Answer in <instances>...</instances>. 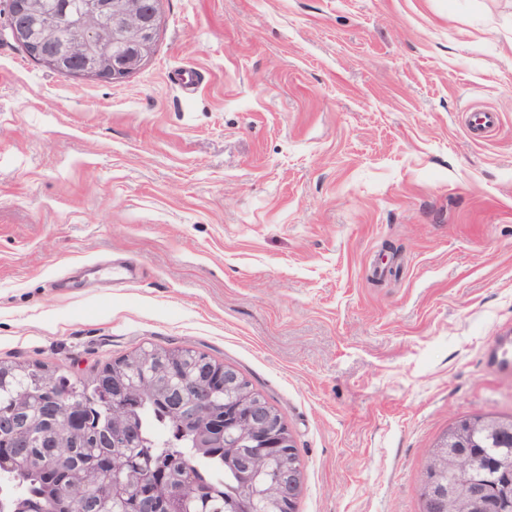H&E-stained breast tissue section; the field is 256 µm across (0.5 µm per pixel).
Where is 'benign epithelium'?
Listing matches in <instances>:
<instances>
[{
  "label": "benign epithelium",
  "mask_w": 512,
  "mask_h": 512,
  "mask_svg": "<svg viewBox=\"0 0 512 512\" xmlns=\"http://www.w3.org/2000/svg\"><path fill=\"white\" fill-rule=\"evenodd\" d=\"M159 0H83L70 32H62L47 0H10L9 26L39 63L74 80L116 82L136 71L151 55ZM242 392L240 405L224 416L226 430L264 452L265 460L282 462L280 478L267 485L263 497L271 512H290L300 486L301 467L293 437L281 417L247 392L239 376L224 368V391ZM492 439L500 433L490 418L459 422L443 434L427 454L421 484L423 512H498L485 489L469 480L462 450L475 433ZM457 480L447 482L448 471Z\"/></svg>",
  "instance_id": "obj_1"
}]
</instances>
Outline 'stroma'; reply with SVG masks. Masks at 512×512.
Wrapping results in <instances>:
<instances>
[{
  "label": "stroma",
  "mask_w": 512,
  "mask_h": 512,
  "mask_svg": "<svg viewBox=\"0 0 512 512\" xmlns=\"http://www.w3.org/2000/svg\"><path fill=\"white\" fill-rule=\"evenodd\" d=\"M6 14L0 359L196 348L287 425L297 512H421L448 427L512 415V0H160L111 84Z\"/></svg>",
  "instance_id": "1"
}]
</instances>
